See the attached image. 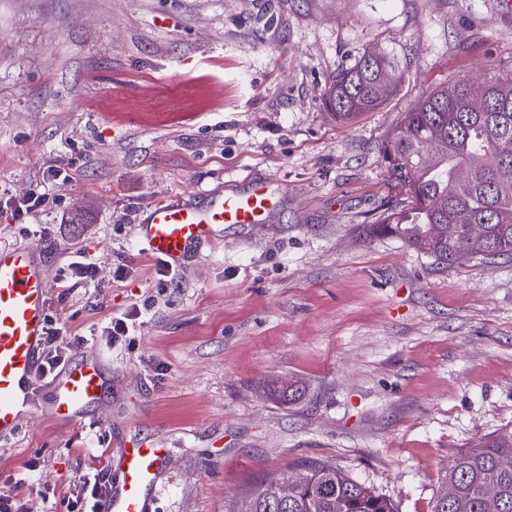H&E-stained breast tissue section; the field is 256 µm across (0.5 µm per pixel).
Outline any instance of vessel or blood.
Segmentation results:
<instances>
[{
	"instance_id": "vessel-or-blood-1",
	"label": "vessel or blood",
	"mask_w": 512,
	"mask_h": 512,
	"mask_svg": "<svg viewBox=\"0 0 512 512\" xmlns=\"http://www.w3.org/2000/svg\"><path fill=\"white\" fill-rule=\"evenodd\" d=\"M280 206L264 180L228 182L225 190L195 192L156 203L139 226L145 251L180 268L221 237L225 226L268 223ZM49 287L39 252L29 245L0 247V440L14 438L38 387L37 373L47 337ZM97 352L54 378L51 415L65 426L83 424L87 410L103 397ZM122 474L103 512H148L165 457L161 448L117 446Z\"/></svg>"
}]
</instances>
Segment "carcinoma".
<instances>
[{
	"label": "carcinoma",
	"instance_id": "1",
	"mask_svg": "<svg viewBox=\"0 0 512 512\" xmlns=\"http://www.w3.org/2000/svg\"><path fill=\"white\" fill-rule=\"evenodd\" d=\"M392 61L367 52L336 70L325 96L336 121L349 123L384 103L395 84ZM388 176L405 198L365 230L392 234L442 265L473 258L512 257V73L493 71L477 82L438 87L403 114L382 147ZM268 393L290 403L301 398L298 380L277 382ZM512 431L505 430L449 462L433 512H512ZM294 491L281 478L263 479L234 512H398L396 504L328 460L290 467Z\"/></svg>",
	"mask_w": 512,
	"mask_h": 512
}]
</instances>
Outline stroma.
Returning a JSON list of instances; mask_svg holds the SVG:
<instances>
[{
	"label": "stroma",
	"instance_id": "obj_1",
	"mask_svg": "<svg viewBox=\"0 0 512 512\" xmlns=\"http://www.w3.org/2000/svg\"><path fill=\"white\" fill-rule=\"evenodd\" d=\"M370 50L401 77L341 124L325 90ZM489 66L512 72L498 0H0V192L45 196L0 211V245L40 250L72 333L137 313L94 348L107 387L87 423L58 424L43 388L0 442L24 512H70L122 442L166 451L152 512H229L302 459L432 512L452 457L512 430V259L445 268L361 230L398 196L381 147L402 114ZM254 177L280 192L272 221L225 227L157 288L149 208ZM76 250L94 282L63 281ZM275 378L304 395L265 394Z\"/></svg>",
	"mask_w": 512,
	"mask_h": 512
}]
</instances>
